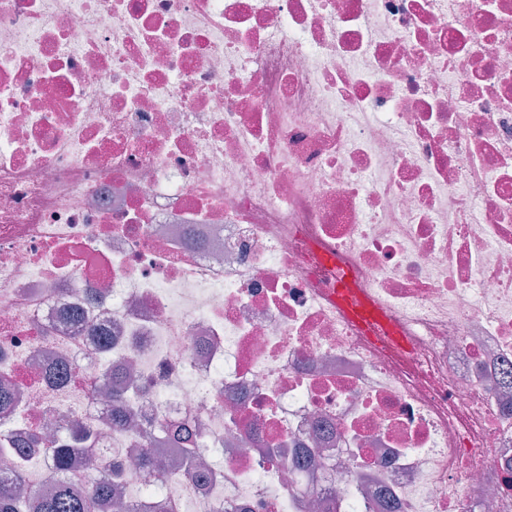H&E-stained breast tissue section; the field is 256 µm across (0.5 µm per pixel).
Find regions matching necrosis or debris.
<instances>
[{
  "mask_svg": "<svg viewBox=\"0 0 512 512\" xmlns=\"http://www.w3.org/2000/svg\"><path fill=\"white\" fill-rule=\"evenodd\" d=\"M511 366L512 0H0V433L74 489L153 421L165 512H512Z\"/></svg>",
  "mask_w": 512,
  "mask_h": 512,
  "instance_id": "obj_1",
  "label": "necrosis or debris"
}]
</instances>
